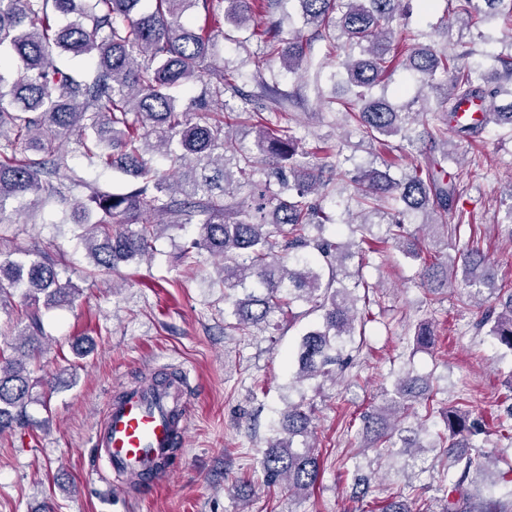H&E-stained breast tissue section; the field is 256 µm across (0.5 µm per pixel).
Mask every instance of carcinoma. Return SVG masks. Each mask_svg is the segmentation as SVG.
I'll list each match as a JSON object with an SVG mask.
<instances>
[{"label":"carcinoma","instance_id":"carcinoma-1","mask_svg":"<svg viewBox=\"0 0 512 512\" xmlns=\"http://www.w3.org/2000/svg\"><path fill=\"white\" fill-rule=\"evenodd\" d=\"M0 0V61L8 56L10 73L0 68V223L28 215L53 198H65L74 187L88 190L86 201L68 215L85 231L80 241L98 268L151 257L153 239L162 227L192 224L182 256L207 251L219 259L216 278L231 301L224 326L246 336L270 324L276 313L295 319L312 312L321 320L306 330L295 354L290 385L323 378L334 381L349 360L347 347L364 335L366 314L358 307L359 289L370 288L361 271L349 263L363 245L377 239L390 243L418 263L416 276L428 294L448 287L452 277L474 300L480 319L476 329L512 352V289L496 287L495 270L478 248H463L453 260L441 257L412 234L405 218L422 216L433 235L457 236L466 223L457 213L448 223L461 192L447 181L446 167L456 158L448 152V133L462 141L480 137L491 127L512 137V52L499 54L503 72L492 81L474 50L460 44L450 52L416 42L407 33L395 40L390 24L409 15L412 0H298L310 36L285 39L281 23L256 22L269 16L274 0H226L225 18L252 42L263 57L278 59L297 75L310 62L314 43L324 57L336 58L330 79L347 87L350 98H322L330 110L342 108L345 119L362 137L391 151L421 143L424 159L391 174L393 163L351 171L314 161L288 126L286 104L300 93H283L261 70L252 75L256 91L239 87L244 74L212 64L214 42L208 22L216 16L214 0ZM444 13L469 27L499 19L512 28V0H444ZM64 54L94 62L81 75L57 62ZM420 80L415 96L393 103L373 88L398 70ZM198 82L200 92L176 106L172 90ZM240 104L225 112L226 95ZM506 96V105L497 100ZM482 99L486 118L468 124L459 106ZM445 112L441 124L418 130L421 112ZM254 129L250 143L231 136L233 128ZM397 138L399 144L389 140ZM91 166L112 167L134 178L120 192L101 191L77 175L64 147ZM166 159L162 172L154 157ZM352 187L351 200L361 219H340L325 210L336 184ZM248 196H241L242 191ZM384 219L380 236L372 233L368 215ZM18 259L0 258V313L21 293L25 313L16 323L20 345L9 357L0 350V433L25 424L32 392L48 395L51 382L32 377L29 360L47 338L42 310L73 305L80 288L62 280L56 264L38 251H20ZM307 304L299 313L293 309ZM437 339L430 323L414 332L417 346L431 348ZM433 377L402 370L384 403L364 412L362 434L375 447L447 449L448 488L440 512H512L507 497L487 490L482 481L489 454L475 444L481 423L452 406L440 415L445 431L433 442L421 435L434 413ZM425 415L420 417L415 406ZM416 418V424L399 421ZM266 441L264 480L283 483L296 495L316 484L320 458L312 443V409L307 402L288 403ZM380 512H426L419 496L389 497Z\"/></svg>","mask_w":512,"mask_h":512}]
</instances>
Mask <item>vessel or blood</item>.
I'll list each match as a JSON object with an SVG mask.
<instances>
[{"instance_id": "b4317fda", "label": "vessel or blood", "mask_w": 512, "mask_h": 512, "mask_svg": "<svg viewBox=\"0 0 512 512\" xmlns=\"http://www.w3.org/2000/svg\"><path fill=\"white\" fill-rule=\"evenodd\" d=\"M187 388L180 376L151 390L131 387L112 400L95 432L97 463L118 481L136 470L145 488L169 480L174 470L171 450L185 436Z\"/></svg>"}]
</instances>
